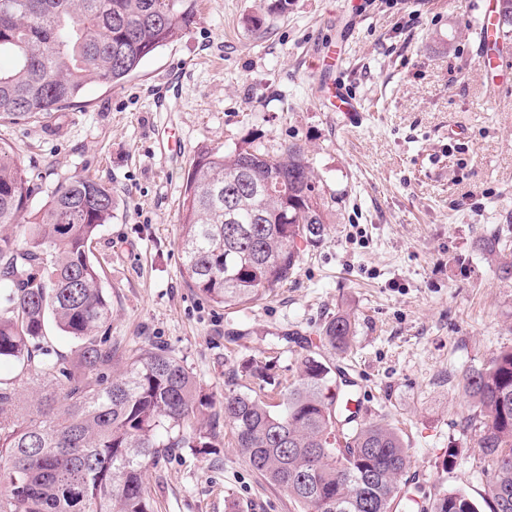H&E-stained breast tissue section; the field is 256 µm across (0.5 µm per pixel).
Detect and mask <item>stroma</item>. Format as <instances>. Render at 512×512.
<instances>
[{"label": "stroma", "instance_id": "1", "mask_svg": "<svg viewBox=\"0 0 512 512\" xmlns=\"http://www.w3.org/2000/svg\"><path fill=\"white\" fill-rule=\"evenodd\" d=\"M481 2L290 0L282 13L272 0H191L190 31L122 85L88 84L49 118L0 121V145L41 176L30 213L77 175L111 189L112 217L91 245L110 334L128 349L172 350L206 395L245 386L252 360L293 381L306 351L281 334L317 338L350 307L353 347L332 363L354 404L402 431L410 465L397 512L456 487L484 500L458 381L512 347V283L480 243L512 224V91L479 63ZM329 42L343 46L336 77L360 112L324 109L311 62ZM178 62L181 82L157 111L156 87ZM291 143L339 197L327 236L273 293L209 301L187 283L178 249L193 158ZM144 487L155 512H299L245 462L228 426L210 453L178 448L149 463Z\"/></svg>", "mask_w": 512, "mask_h": 512}]
</instances>
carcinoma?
Returning a JSON list of instances; mask_svg holds the SVG:
<instances>
[{"label": "carcinoma", "instance_id": "carcinoma-1", "mask_svg": "<svg viewBox=\"0 0 512 512\" xmlns=\"http://www.w3.org/2000/svg\"><path fill=\"white\" fill-rule=\"evenodd\" d=\"M498 38L512 36V0H497ZM194 23L183 0H0V120L47 118L84 86L116 87ZM37 176L0 146V361L26 388L0 378V512H154L146 465L170 448H208L224 423L237 448L301 512H394L409 463L403 435L384 418L354 423L331 393L332 368L304 356L276 406L262 394L228 390L214 409L193 372L169 349L121 351L103 328L112 319L100 271L89 257L112 217V191L88 178L56 188L41 220L18 238ZM330 201L301 146L278 152L239 146L197 155L181 204L179 251L191 287L210 301L240 305L293 275L300 243L328 234ZM512 227L481 238L498 276ZM55 328L72 358L49 344ZM354 314L339 310L318 346L342 355ZM479 464L489 476V512H512V348L466 372ZM424 512H482L464 490L436 495Z\"/></svg>", "mask_w": 512, "mask_h": 512}]
</instances>
